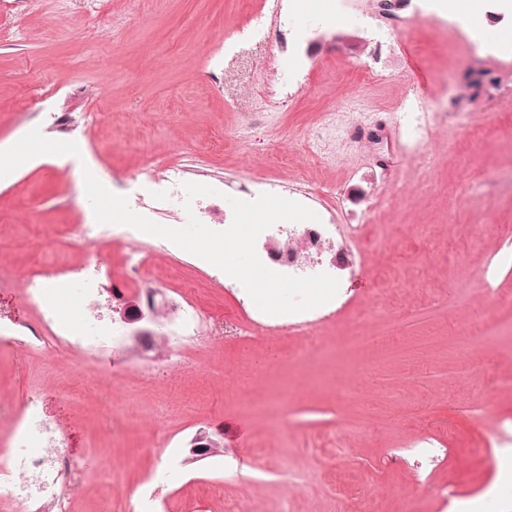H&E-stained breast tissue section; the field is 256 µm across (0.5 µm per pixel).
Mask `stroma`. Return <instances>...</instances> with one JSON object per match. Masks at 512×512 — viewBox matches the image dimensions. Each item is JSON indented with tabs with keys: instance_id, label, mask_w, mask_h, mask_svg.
<instances>
[{
	"instance_id": "obj_1",
	"label": "stroma",
	"mask_w": 512,
	"mask_h": 512,
	"mask_svg": "<svg viewBox=\"0 0 512 512\" xmlns=\"http://www.w3.org/2000/svg\"><path fill=\"white\" fill-rule=\"evenodd\" d=\"M0 0V145L50 125L84 127L101 175L129 209L180 228L188 215L223 231L231 199L276 194L338 225L312 264L337 279L332 302L241 336L261 315L242 283L164 237L132 246L81 241L95 217L73 164L50 155L0 178V319L40 327L28 279L87 268L90 312L112 320L127 289L126 254L146 259L171 335L184 298L202 301V338L146 354L124 346L89 354L52 340L0 338V449L19 409L38 397L71 465L69 488L47 512H127L151 471L160 512H448L449 485L472 512H512V467L499 445L512 420V324L488 339L466 333L487 286L512 290V50L486 53L435 20L418 0L382 18L376 0L330 12L281 0ZM393 31L391 45L370 27ZM363 37L360 48L314 45L316 34ZM364 68L386 71L367 84ZM449 114L432 129L434 163L413 177L408 134L394 119L406 90ZM357 100L376 113L373 142H328L318 166L311 130L347 120ZM204 172L211 194L192 209L165 196L164 165ZM377 235L363 254L354 226ZM345 267H337L335 257ZM394 326L367 347L360 336ZM452 432H444V425ZM221 433L219 455L186 462L199 431Z\"/></svg>"
}]
</instances>
